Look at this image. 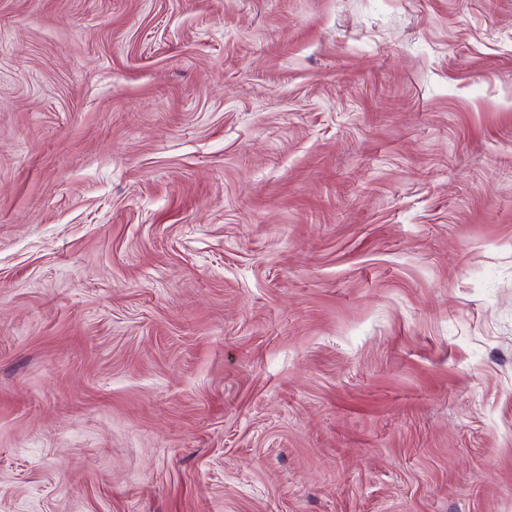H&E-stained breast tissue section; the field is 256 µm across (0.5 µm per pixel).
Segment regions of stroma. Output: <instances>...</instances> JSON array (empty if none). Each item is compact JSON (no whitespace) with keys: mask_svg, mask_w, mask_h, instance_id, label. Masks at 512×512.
I'll return each mask as SVG.
<instances>
[{"mask_svg":"<svg viewBox=\"0 0 512 512\" xmlns=\"http://www.w3.org/2000/svg\"><path fill=\"white\" fill-rule=\"evenodd\" d=\"M0 512H512V0H0Z\"/></svg>","mask_w":512,"mask_h":512,"instance_id":"35a3bbf8","label":"stroma"}]
</instances>
